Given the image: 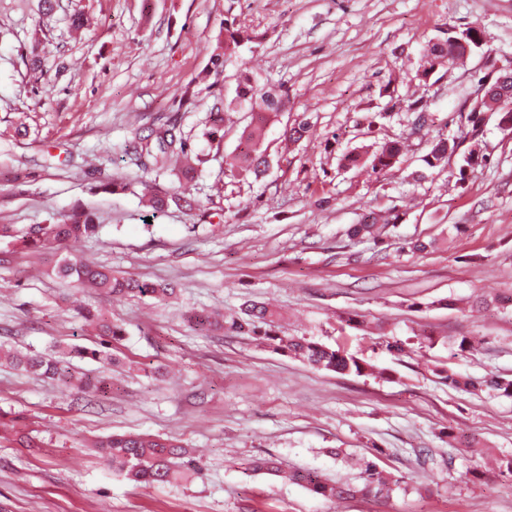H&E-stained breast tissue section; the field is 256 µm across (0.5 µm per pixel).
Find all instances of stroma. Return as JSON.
<instances>
[{"label":"stroma","instance_id":"obj_1","mask_svg":"<svg viewBox=\"0 0 512 512\" xmlns=\"http://www.w3.org/2000/svg\"><path fill=\"white\" fill-rule=\"evenodd\" d=\"M92 20L80 38L70 17ZM252 39L210 73L225 18ZM485 35L463 65L415 78L420 52L446 30ZM40 44L42 68L27 65ZM512 64V0H0V225L90 214L96 237L53 251L0 243V340L57 355L96 347L79 291L53 274L62 257L174 283L167 300L102 293L86 305L120 325L122 365L106 398L0 363V504L8 512H512V397L438 382L427 360L471 378L512 377V132L485 115L491 165L459 186L458 158L413 180L428 148L412 140L398 168L373 178L343 167L348 151L408 132L411 103L432 132L463 139L466 97L487 59ZM284 85L289 104L266 128L263 181L231 176L247 112L208 139L241 66ZM313 124L292 144L299 113ZM177 116L201 158L194 209L151 215L142 187L100 185L132 170L136 133ZM27 135H17V126ZM393 210L379 242L352 224ZM426 250L410 251L409 242ZM495 297L459 310L458 300ZM249 299L280 314L278 332L342 347L369 376L314 370L253 336H213L193 311L236 315ZM355 315L359 324H347ZM453 336L476 338L460 354ZM399 342L402 355L382 353ZM115 433L174 436L203 463L193 481L144 487L101 463ZM428 451V461L418 459ZM360 483L356 461L401 480L389 498L344 500L253 471L260 458Z\"/></svg>","mask_w":512,"mask_h":512}]
</instances>
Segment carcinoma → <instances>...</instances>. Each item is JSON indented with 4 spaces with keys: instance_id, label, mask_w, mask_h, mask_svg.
I'll use <instances>...</instances> for the list:
<instances>
[{
    "instance_id": "obj_1",
    "label": "carcinoma",
    "mask_w": 512,
    "mask_h": 512,
    "mask_svg": "<svg viewBox=\"0 0 512 512\" xmlns=\"http://www.w3.org/2000/svg\"><path fill=\"white\" fill-rule=\"evenodd\" d=\"M249 42L236 28L235 20L224 18V52L214 53L210 63L212 69L221 71L224 57L237 55ZM454 63L448 56V47L434 41H428L416 70V78L425 80L440 68ZM488 74L492 75L491 87L495 93L487 102L469 103L467 121L471 125L468 135L473 141L483 135L481 115L495 112L499 115V126L512 130V70L502 78L493 73L495 62L487 58ZM256 115L243 130L241 143L244 148L235 153L230 163V172L234 176H251L262 179L268 170L266 151L262 150L265 131L270 117L288 111V91L282 85L261 84L243 68L236 79L235 95L224 100V111L216 112L212 118L214 136L223 129L224 113L231 112L243 105ZM420 115L416 116L413 127L406 135L387 139L376 149L365 150L348 156V161L358 170H366L383 176L396 167L403 156L406 143L415 132L427 138L428 152L423 156L427 168L433 170L448 162V158L457 153L459 143L456 139L433 137L430 135L429 118H421L426 113L424 106H418ZM311 129L310 118L306 113L297 115L289 130L288 138L293 142L303 139ZM137 166L142 170L175 173L179 188L172 194L159 195L147 192L143 195L145 204L154 214L161 213L171 205L194 207L195 200L190 197L191 183L196 168L189 163L193 150L184 138L173 117L142 135L135 134ZM488 156L477 149H471L461 156L459 165V183L468 180L486 168ZM393 223L386 214L370 213L360 224L351 227L353 237L376 238L378 230ZM100 225L92 217L83 213H73L58 218L50 215L43 224L15 229L11 225H0V239L11 238L16 247L25 250H50L64 242L93 238L99 232ZM56 278L68 287L95 288L112 297L122 300L132 297H150L166 299L176 293L170 284L152 282L142 278L118 275L106 266L91 265L70 258L62 259L55 268ZM86 320L95 324L98 335L102 337L100 348L91 351L76 349L74 353L81 358L89 357L101 364V370L94 378H77L70 371L64 357L46 358L25 353L14 348L0 345V358H7L19 370L36 376H52L61 380L68 388L79 390L83 394L105 397L112 392L111 367L114 362L112 353L107 351L110 343L123 335V329L100 314L87 310L82 313ZM277 313L267 305L252 302L245 306L243 315L232 317L228 321L217 319L207 312H194L187 316L191 326L205 332L247 333L260 337L273 351L297 359L317 371L339 374H362L369 366L358 359L315 341L293 336H280L275 331ZM433 373L450 387L475 388L483 384L500 394L512 397V379L492 376L482 382L464 378L445 366H436ZM112 465V471L125 479L148 487L162 486L180 479L187 480L200 472L199 462L176 437H153L143 434H112L96 443ZM364 474L363 483L357 486L337 485L324 480L316 473L290 472L288 479L302 482L313 493L324 497L345 499L360 495L387 498L394 490L398 480H393L376 471L369 461L361 463Z\"/></svg>"
}]
</instances>
